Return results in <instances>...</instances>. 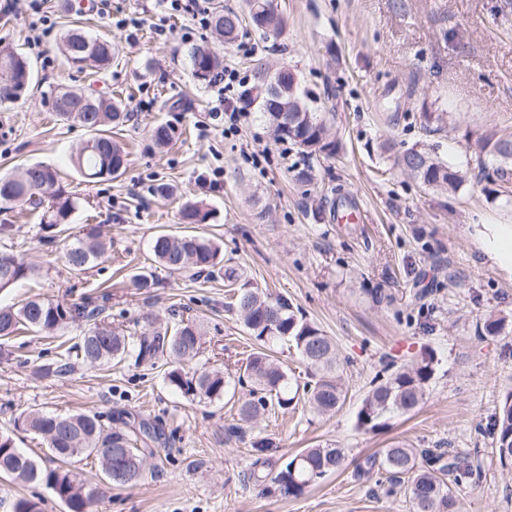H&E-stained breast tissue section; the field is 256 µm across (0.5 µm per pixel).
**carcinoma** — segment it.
Instances as JSON below:
<instances>
[{"mask_svg": "<svg viewBox=\"0 0 512 512\" xmlns=\"http://www.w3.org/2000/svg\"><path fill=\"white\" fill-rule=\"evenodd\" d=\"M248 13L241 15L232 9L215 8L211 26L226 44L235 43L246 27L267 37L279 33L283 19L268 7L271 0H248ZM67 62L82 71L94 68L105 71L112 65L115 49L104 37H89L72 29L61 41ZM192 75L201 85H208L224 70V60L206 45L189 49ZM11 71L10 86L0 91V103L14 102L29 90L31 67L20 53L0 48V65ZM252 85L245 96V106L252 108L268 121L278 141L296 146L307 158L334 157L340 150L339 141L331 135L324 119L313 107L317 98L300 88L292 72L285 67L270 70L265 62L253 68ZM53 105L62 120L85 127L90 136L75 151L72 165L88 183L112 180L121 176L127 165L124 147L112 136V129L129 120L125 105L118 98H104L86 92H50ZM479 153L492 158L487 163L477 159L478 174L490 179L493 170L500 187L512 182V135L489 132L478 139ZM394 163L423 186L454 192L465 182L466 174L457 166L441 159L434 146L416 142L396 155ZM48 204L41 219L43 230L57 234L64 231L76 202L66 194L59 174L40 163L28 164L19 175L0 178V210L17 206L38 208ZM214 212L201 202H187L180 210L184 224H206ZM106 238L97 230L81 236L75 234L66 241L63 259L73 272H83L105 256ZM155 260L174 273H190L196 277L224 276L235 312L254 341L244 372L252 384L248 398L239 408L240 420L250 422L260 413L275 409L286 410L306 397L321 414L336 412L344 403L347 388L337 357L335 340L326 335L281 297H273L243 278L242 273L224 264L221 247L199 234L174 235L158 233L152 240ZM34 268L9 253L0 254V290L10 288L28 277ZM79 319L89 323L80 346L84 361L108 366L134 353L142 362L152 364L166 360L164 379L168 386L186 397L219 401L231 384V378L218 367L193 372L183 363L201 353L203 332L194 320L182 319L172 328L149 327L126 335L98 318L95 310L78 305L67 306L49 299L34 297L18 306L0 308V340L7 341L23 328L40 332L60 331ZM512 331V319L489 315L483 324V334L499 336ZM287 341L295 347L299 361L312 384L301 385L290 371L272 355V346ZM434 374V356L430 353L412 361L391 374L372 381V387L361 401L356 426L364 432H377L388 426L395 416L408 415L421 404L425 388ZM121 426L104 432L96 415L74 413L60 415L34 411L17 418L15 427L39 436L49 455L58 461L54 468H44L17 448L9 434H0V477L23 483H43L63 503L66 512H95L96 494L84 490L70 469L80 457L95 455L100 461H112V468L124 467L119 484H132L142 478L141 461L153 457V445L163 440L164 431L150 425L147 442L138 448L123 416ZM489 432L499 463L512 465V391L500 400L489 420ZM273 443L265 438L252 441L253 471L257 483L266 481L284 498H297L317 485L326 476L341 470L346 461L345 449L327 443L307 448L280 465L276 472L262 475L258 467L267 463ZM360 472L375 469L389 479V492L400 488L410 503L411 512H461V502L454 485L472 473L470 453L459 448L448 454L428 448H406L392 445L367 458Z\"/></svg>", "mask_w": 512, "mask_h": 512, "instance_id": "1", "label": "carcinoma"}]
</instances>
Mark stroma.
<instances>
[{
    "instance_id": "35a3bbf8",
    "label": "stroma",
    "mask_w": 512,
    "mask_h": 512,
    "mask_svg": "<svg viewBox=\"0 0 512 512\" xmlns=\"http://www.w3.org/2000/svg\"><path fill=\"white\" fill-rule=\"evenodd\" d=\"M275 2L282 33L263 40L249 31L231 46L188 15L170 18L171 32L157 34L159 0H112L108 16L92 0H46L51 27L42 35L25 7L0 15V45L27 55L34 74L20 100L0 105V175L33 162L56 167L78 199L70 227L97 226L112 241L107 258L77 274L62 263L61 238L43 231L41 210L1 211L0 227L9 230H0V252L39 271L0 291V306L29 296L84 305L129 332L143 330L149 316L171 324L193 319L204 331L194 367L215 364L236 374L252 340L225 309L223 279L169 273L150 251L156 232L180 231L183 203L201 201L214 217L199 230L220 243L226 263L335 339L349 385L345 405L322 415L303 401L265 413L240 437L232 429L247 388L199 402L167 386L162 368L134 357L109 368L84 363L73 352L86 328L80 321L0 345V432L40 460L41 440L14 429L20 414L90 412L110 429L125 411L162 425L167 443L136 484H107L95 458L73 463L78 480L98 495L96 512H410L404 494L387 495L384 475L356 470L396 441L472 452V475L459 485L464 512H512V472L501 468L486 427L512 390V332L481 333L488 315L512 318V279L490 266L467 230L479 220L511 223L512 205L497 184L474 177L453 193L426 188L379 150L384 141L397 152L436 142L442 159L463 164L481 134L512 135V0ZM121 17L140 24L117 26ZM76 23L111 38L118 58L109 71L80 72L67 63L60 38ZM36 37L37 51L30 47ZM194 44L218 50L246 79L257 55L295 71L317 97L339 153L304 161L274 140L255 111L235 135L210 125L218 94L191 74L186 50ZM58 88H92L126 102L131 117L119 137L129 162L120 178L87 183L72 169L70 157L89 133L58 121L48 98ZM425 112L433 116L426 128ZM159 124L175 130L162 150L151 138ZM308 163L315 180L306 185L296 173ZM163 185L174 195L161 196ZM346 197L361 211L360 223H336L331 204ZM138 274L152 288H132ZM425 353L433 354L435 373L417 411L381 431H359L356 415L375 376ZM61 363L70 373L49 374ZM256 438L273 442L275 465L333 443L346 448V466L284 499L247 478Z\"/></svg>"
}]
</instances>
